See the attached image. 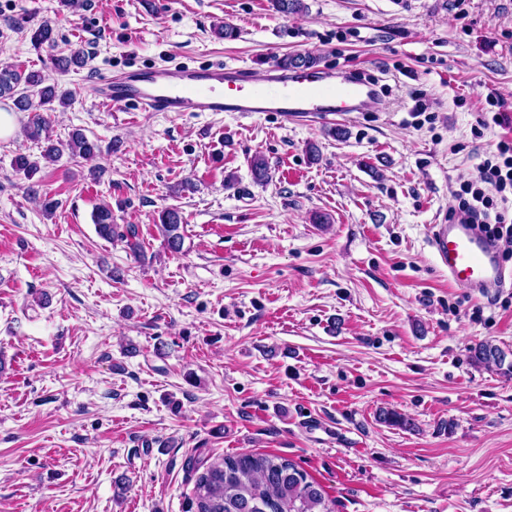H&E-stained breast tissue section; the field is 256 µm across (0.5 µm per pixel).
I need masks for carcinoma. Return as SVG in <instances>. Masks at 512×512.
<instances>
[{"instance_id": "1", "label": "carcinoma", "mask_w": 512, "mask_h": 512, "mask_svg": "<svg viewBox=\"0 0 512 512\" xmlns=\"http://www.w3.org/2000/svg\"><path fill=\"white\" fill-rule=\"evenodd\" d=\"M272 8L283 15H298L307 9L304 0H271ZM31 43L36 49H54L53 28L48 22L30 28ZM284 68H307L319 64L313 54L287 55L280 61ZM25 90H19L20 85ZM35 89L38 101H33L27 89ZM0 98L10 99L18 112H29L31 116L24 126L25 135L38 143H46L40 152L41 158L56 161L68 152L73 157L90 160L100 150L98 141L87 137L80 130L73 131L65 142H53L48 134L50 118L46 112L55 111L54 103L66 107L71 97L55 85H43V79L33 73L27 75L12 66L0 67ZM15 171L31 181L28 193L39 201L43 209L52 212L58 202L49 198L48 192L40 190V182L33 177L40 171L38 159L18 153L12 159ZM98 235L106 240L118 238L126 243L135 255L141 253L138 227L112 223V208L103 205L92 213ZM160 231L168 251L179 253L184 237L180 233L182 217L178 210L167 208L161 211ZM472 359L487 367L503 368L512 373V364H505L506 354L499 347L480 342L471 347ZM191 512H335L322 487L296 463L275 455L241 453L226 455L208 464L195 480Z\"/></svg>"}]
</instances>
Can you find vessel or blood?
<instances>
[{
  "label": "vessel or blood",
  "instance_id": "vessel-or-blood-1",
  "mask_svg": "<svg viewBox=\"0 0 512 512\" xmlns=\"http://www.w3.org/2000/svg\"><path fill=\"white\" fill-rule=\"evenodd\" d=\"M96 98L113 111L273 113L284 119L309 117L322 123L358 111L376 93L375 85L351 73L310 68H275L254 79L239 67L171 69L149 74L126 72L94 82ZM428 244L448 279L469 290L502 288L505 270L499 246L477 225L457 220L430 227Z\"/></svg>",
  "mask_w": 512,
  "mask_h": 512
}]
</instances>
